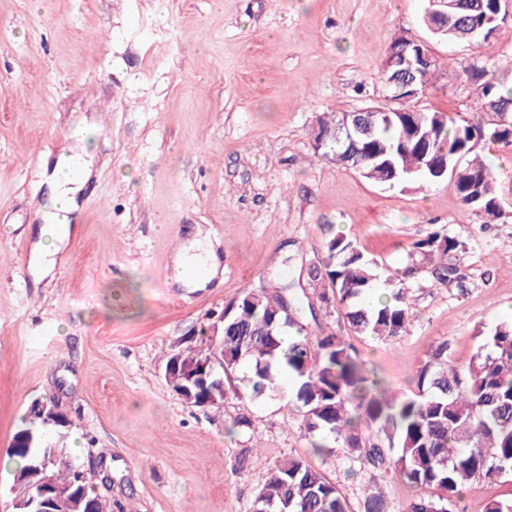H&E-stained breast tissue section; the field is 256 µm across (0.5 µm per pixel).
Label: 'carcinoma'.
<instances>
[{
	"instance_id": "cac0c4a2",
	"label": "carcinoma",
	"mask_w": 512,
	"mask_h": 512,
	"mask_svg": "<svg viewBox=\"0 0 512 512\" xmlns=\"http://www.w3.org/2000/svg\"><path fill=\"white\" fill-rule=\"evenodd\" d=\"M510 18L509 0H484L482 14L459 12L460 22L448 20L439 36L464 43V30L480 33ZM489 99L511 104L512 84L483 82L477 111H485ZM343 121L342 114L319 121L315 148H325L323 156L389 187L449 178L460 203L476 219L492 223L501 217L502 204L494 190L497 173L478 150L489 144L512 146L511 112L503 122L486 123L436 110L373 112L368 132L351 149L335 141ZM445 163L448 173H434ZM413 248L423 256L443 258L433 266L437 279H460L458 267L446 258L465 251V242L435 233L413 243ZM326 250L328 262L309 273L311 281L326 285L319 300L341 305L343 317L360 335L385 341L400 336L410 318L407 278L413 269L383 278L378 265L342 236L329 240ZM272 298L287 301L293 315L288 326L273 325L284 314L272 310ZM303 313L298 298L280 293H245L226 304L224 376L248 368L254 399L272 395L280 377L291 376L304 429L317 437L312 444L317 453L344 448L363 465L393 471L418 490L406 512H448L452 497L512 473V323L497 326L463 369L448 361V346L437 348L417 371L416 391L399 395L390 393L383 378L359 360L342 337L311 335ZM68 431L56 428L57 439L50 442L47 430L28 418L15 431L8 451L19 461L13 477L16 502L40 501L44 484L51 483L70 497L71 512H85L95 495L97 473L73 462L65 446ZM52 447L58 452L57 465L37 471L39 460ZM285 502L288 512H351L336 484L295 456L270 472L255 494L253 508L279 512ZM474 512H512V503L479 498Z\"/></svg>"
}]
</instances>
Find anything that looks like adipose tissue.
I'll return each mask as SVG.
<instances>
[{
  "mask_svg": "<svg viewBox=\"0 0 512 512\" xmlns=\"http://www.w3.org/2000/svg\"><path fill=\"white\" fill-rule=\"evenodd\" d=\"M72 159L69 149H62L52 164L48 178V198L44 211L41 213L42 222L38 228V239L34 245L35 257L44 268H52L61 245L68 238L72 227L71 221L76 210L75 195L81 190L88 173L80 171L73 180L63 179L61 173ZM197 261L202 266L199 276L185 280L188 288L206 287L219 272V260L212 248L208 236L195 232L185 246L173 259L177 272H184L190 261Z\"/></svg>",
  "mask_w": 512,
  "mask_h": 512,
  "instance_id": "adipose-tissue-1",
  "label": "adipose tissue"
}]
</instances>
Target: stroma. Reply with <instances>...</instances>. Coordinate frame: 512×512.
Wrapping results in <instances>:
<instances>
[{
	"label": "stroma",
	"instance_id": "35a3bbf8",
	"mask_svg": "<svg viewBox=\"0 0 512 512\" xmlns=\"http://www.w3.org/2000/svg\"><path fill=\"white\" fill-rule=\"evenodd\" d=\"M427 0H0V512H12L17 463L7 453L36 400L72 421L66 446L112 474V512H251L280 461L296 456L341 489L353 512L382 492L403 512L414 490L343 449L313 452L291 380L249 399L238 369L219 406L187 404L163 365L243 293L321 287L310 268L325 244L351 239L381 273L413 266L405 332L383 342L316 307L313 334L335 332L374 365L390 392L440 344L466 365L512 321V147L496 167L503 216L479 224L450 181L380 186L316 153L324 114L392 106L382 64L394 35L423 41L438 80L417 109L474 112L487 69L512 82V20L490 47L433 36ZM96 130L91 176L77 193L75 235L43 271L33 244L46 202L42 161ZM224 268L204 289L176 283L172 257L195 227ZM464 240L461 280L435 279L411 254L434 230Z\"/></svg>",
	"mask_w": 512,
	"mask_h": 512
}]
</instances>
